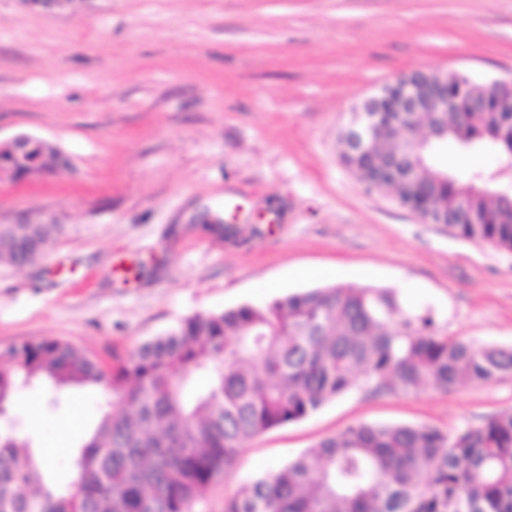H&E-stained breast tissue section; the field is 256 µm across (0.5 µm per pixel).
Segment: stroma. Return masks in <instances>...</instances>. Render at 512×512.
I'll return each instance as SVG.
<instances>
[{"label": "stroma", "mask_w": 512, "mask_h": 512, "mask_svg": "<svg viewBox=\"0 0 512 512\" xmlns=\"http://www.w3.org/2000/svg\"><path fill=\"white\" fill-rule=\"evenodd\" d=\"M512 78V0H0V141L71 169L0 174V224H59L35 265L0 264V351L62 339L103 365L184 317L308 290L300 266L395 290L445 334L512 346V252L369 193L339 160L351 107L404 73ZM437 168L493 171L442 146ZM233 224V234L206 225ZM104 395L19 392L11 419L65 474ZM512 409V375L442 391H352L246 441L196 512L359 423L451 431Z\"/></svg>", "instance_id": "stroma-1"}]
</instances>
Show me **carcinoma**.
Here are the masks:
<instances>
[{"label": "carcinoma", "mask_w": 512, "mask_h": 512, "mask_svg": "<svg viewBox=\"0 0 512 512\" xmlns=\"http://www.w3.org/2000/svg\"><path fill=\"white\" fill-rule=\"evenodd\" d=\"M453 109L390 112L373 158L398 166L385 190L410 210L451 221L463 239L512 251V192L480 172L462 180L433 166L441 142L512 160V113L497 88L467 107L448 72ZM340 159L373 192L371 161ZM70 166L33 137L0 146V172L21 179ZM59 224H0V263L35 264ZM512 374V347L444 334L429 310L407 311L391 289L334 286L196 313L105 368L62 340L0 352V512H193L232 470L243 444L299 421L355 389L373 394L446 390ZM96 386L130 407L103 411L63 484L45 482L31 441L10 424L15 393L35 384ZM224 512H512V409L451 433L429 425L360 422L295 456L224 500Z\"/></svg>", "instance_id": "carcinoma-1"}]
</instances>
